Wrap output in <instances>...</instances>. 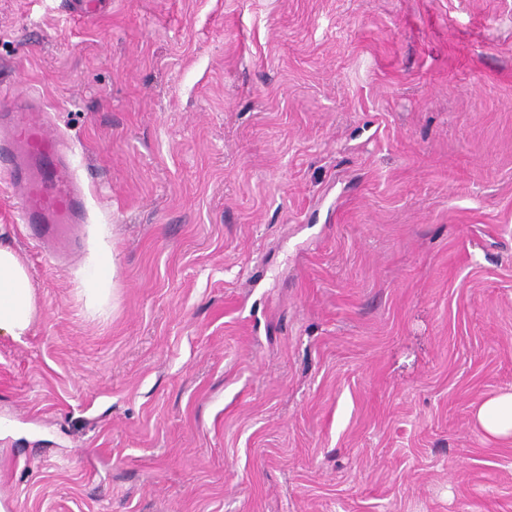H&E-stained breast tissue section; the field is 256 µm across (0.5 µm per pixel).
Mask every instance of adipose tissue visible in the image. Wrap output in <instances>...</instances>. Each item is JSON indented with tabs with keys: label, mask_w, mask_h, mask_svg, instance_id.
I'll use <instances>...</instances> for the list:
<instances>
[{
	"label": "adipose tissue",
	"mask_w": 512,
	"mask_h": 512,
	"mask_svg": "<svg viewBox=\"0 0 512 512\" xmlns=\"http://www.w3.org/2000/svg\"><path fill=\"white\" fill-rule=\"evenodd\" d=\"M36 313L37 298L26 266L10 246L0 243V334L27 335ZM476 419L487 435L512 438V392L485 400Z\"/></svg>",
	"instance_id": "obj_1"
}]
</instances>
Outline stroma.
Returning <instances> with one entry per match:
<instances>
[{
  "label": "stroma",
  "mask_w": 512,
  "mask_h": 512,
  "mask_svg": "<svg viewBox=\"0 0 512 512\" xmlns=\"http://www.w3.org/2000/svg\"><path fill=\"white\" fill-rule=\"evenodd\" d=\"M0 0L88 192L0 241L16 512H512V0ZM37 298L26 266L0 243V334L20 338L31 330ZM481 429L495 438H512V392L505 391L485 400L477 410Z\"/></svg>",
  "instance_id": "stroma-1"
}]
</instances>
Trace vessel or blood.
Returning a JSON list of instances; mask_svg holds the SVG:
<instances>
[{
    "instance_id": "vessel-or-blood-1",
    "label": "vessel or blood",
    "mask_w": 512,
    "mask_h": 512,
    "mask_svg": "<svg viewBox=\"0 0 512 512\" xmlns=\"http://www.w3.org/2000/svg\"><path fill=\"white\" fill-rule=\"evenodd\" d=\"M0 176L40 250L60 262L71 257L88 196L34 92L0 89Z\"/></svg>"
}]
</instances>
